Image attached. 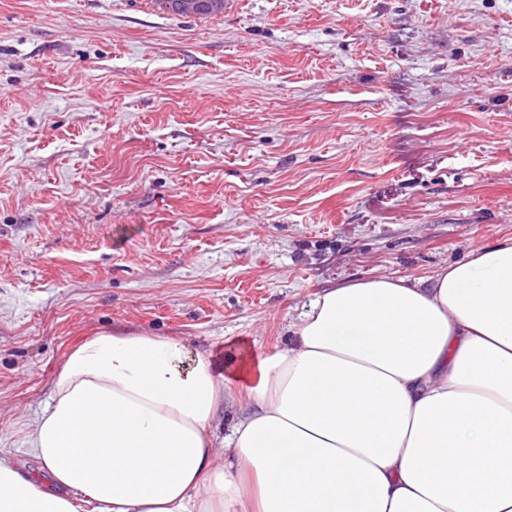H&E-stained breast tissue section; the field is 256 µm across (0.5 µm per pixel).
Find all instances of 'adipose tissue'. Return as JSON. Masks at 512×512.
<instances>
[{
	"mask_svg": "<svg viewBox=\"0 0 512 512\" xmlns=\"http://www.w3.org/2000/svg\"><path fill=\"white\" fill-rule=\"evenodd\" d=\"M291 332L225 373L148 333L73 347L0 512H512V238L324 289Z\"/></svg>",
	"mask_w": 512,
	"mask_h": 512,
	"instance_id": "adipose-tissue-1",
	"label": "adipose tissue"
}]
</instances>
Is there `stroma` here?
I'll list each match as a JSON object with an SVG mask.
<instances>
[{
    "mask_svg": "<svg viewBox=\"0 0 512 512\" xmlns=\"http://www.w3.org/2000/svg\"><path fill=\"white\" fill-rule=\"evenodd\" d=\"M512 237V0H0V450L101 330L271 352Z\"/></svg>",
    "mask_w": 512,
    "mask_h": 512,
    "instance_id": "obj_1",
    "label": "stroma"
}]
</instances>
